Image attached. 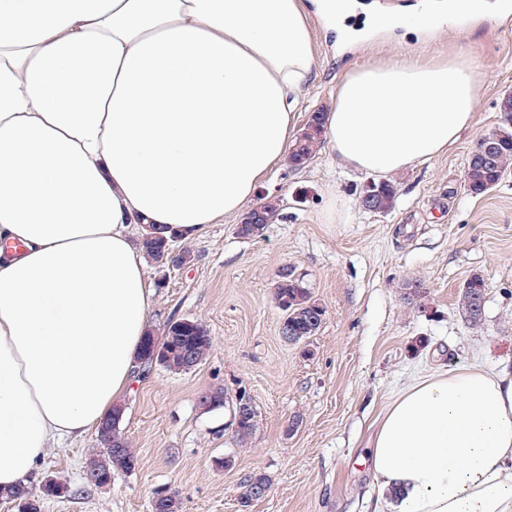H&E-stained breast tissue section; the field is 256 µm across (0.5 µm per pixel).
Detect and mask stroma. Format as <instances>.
I'll use <instances>...</instances> for the list:
<instances>
[{"instance_id": "stroma-1", "label": "stroma", "mask_w": 512, "mask_h": 512, "mask_svg": "<svg viewBox=\"0 0 512 512\" xmlns=\"http://www.w3.org/2000/svg\"><path fill=\"white\" fill-rule=\"evenodd\" d=\"M351 2L343 21L350 37L313 29L319 65L299 123L330 109L344 70L411 50L424 60L455 52L477 59L485 89L473 127L447 153L390 176L397 189L390 211H366L359 192L368 175L341 167L322 147L304 167L283 164L260 188L256 203L278 197L284 214L262 236L241 237L237 219L228 218L186 240L189 266L148 264L151 328L195 319L213 347L189 372L135 374L121 400L134 471L86 493L81 476L94 434L47 449L27 484L37 489L53 477L67 490L43 500L42 512H151L161 488L177 492L180 512H374L378 488L364 455L397 392L437 368H494L512 359V174L477 197L463 182L471 151L502 120L497 102L512 94V17H499L498 0H488L485 14L415 37L369 28L367 17L410 11L422 0ZM332 192L344 204L340 224L322 220ZM284 267L326 309L317 334L298 343L283 337L274 299ZM475 273L487 293L478 328L457 305ZM416 280L423 293L411 301L404 285ZM217 387L224 408L200 412L198 394ZM242 395L256 411L244 440L231 417ZM259 473L270 483L266 496L242 506L244 485Z\"/></svg>"}]
</instances>
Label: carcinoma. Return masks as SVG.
I'll return each mask as SVG.
<instances>
[{
	"mask_svg": "<svg viewBox=\"0 0 512 512\" xmlns=\"http://www.w3.org/2000/svg\"><path fill=\"white\" fill-rule=\"evenodd\" d=\"M498 111L504 113V120L494 128L497 133L496 149L491 159L486 160L480 152H471L465 170L466 190L475 196L485 195L498 187L505 176L512 171V95L503 97L498 104ZM323 112H313L304 128L297 137L289 161L295 168H301L318 151L324 129ZM396 197L394 185L382 183L380 194L376 196L377 206L388 211L392 208ZM255 221L242 225L239 235L253 238L262 235L265 228L283 219L279 200L271 198L259 207L252 209ZM143 246L149 256L159 266L170 262L171 252L177 249L176 241L156 233L142 236ZM274 296L280 309L288 314V320L282 323V335L292 336L303 341L315 335L322 325L318 319V300L314 299L309 288L303 281L294 276L293 271L286 267L279 270L274 283ZM486 296V283L482 275L473 274L459 291V307L465 320L473 327L482 324L483 314L475 310L476 300ZM213 344L207 328L193 319H179L167 323L162 332L148 330L142 344L139 361L143 368H152L150 354L156 348L166 352L162 368L175 373H186L207 357ZM121 421L112 423V434L96 433V447L99 448L98 458L90 462L83 470L84 487H99V480L110 479L116 471L131 472L136 468L137 459L126 445L120 430ZM269 485L264 474H255L247 481L241 494L242 506L247 507L254 500V489L257 483ZM0 499L6 502L34 501L41 503L39 496L33 494L27 486L15 490L0 491Z\"/></svg>",
	"mask_w": 512,
	"mask_h": 512,
	"instance_id": "cac0c4a2",
	"label": "carcinoma"
}]
</instances>
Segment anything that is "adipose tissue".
I'll use <instances>...</instances> for the list:
<instances>
[{
    "mask_svg": "<svg viewBox=\"0 0 512 512\" xmlns=\"http://www.w3.org/2000/svg\"><path fill=\"white\" fill-rule=\"evenodd\" d=\"M484 0H426L407 31ZM306 0H0V488L126 393L152 308L140 237L235 217L284 164L315 75ZM469 55L345 72L323 138L388 177L452 147ZM368 462L387 512H512V364L413 378Z\"/></svg>",
    "mask_w": 512,
    "mask_h": 512,
    "instance_id": "1",
    "label": "adipose tissue"
}]
</instances>
